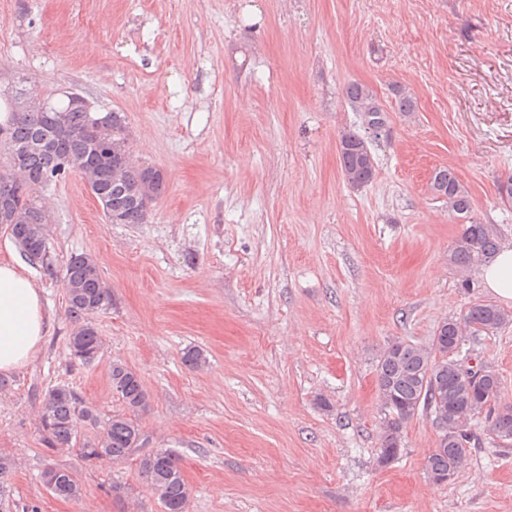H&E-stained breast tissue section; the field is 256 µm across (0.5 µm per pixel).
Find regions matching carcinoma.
<instances>
[{"instance_id":"carcinoma-1","label":"carcinoma","mask_w":512,"mask_h":512,"mask_svg":"<svg viewBox=\"0 0 512 512\" xmlns=\"http://www.w3.org/2000/svg\"><path fill=\"white\" fill-rule=\"evenodd\" d=\"M352 111L358 113L364 129H385L387 111L376 94L366 86L351 82L343 89ZM66 116V152L73 157L87 154L91 144L99 143L103 151L82 173L102 205L107 220L114 224H142L149 205L165 190L160 171L142 168L125 161L131 155L122 117L109 112L98 117L72 103L68 98L54 102L31 97L13 113L9 126V143L0 142V224L6 226L23 254L31 262L47 261L45 212L36 206L33 194L42 186L66 173L58 154L42 150L40 141L55 143L48 117ZM339 160L345 181L362 188L376 175L374 155L367 138L356 132L344 134ZM32 146L22 155L24 172L14 171L11 149ZM432 192L444 199L448 211L466 216L472 199L454 170L435 169L430 180ZM499 249V231L493 224L472 221L465 225L449 260L467 270L481 260L492 257ZM67 312L77 323L68 337L70 355L83 364L100 358L102 341L91 317L107 309L112 296L105 287L93 258L74 255L64 273ZM512 323V314L490 303L473 305L460 319L444 321L439 336L443 356L436 361L431 351L409 341H397L398 351L391 360L381 359L375 369L377 389L385 411L379 458L385 462L397 458L402 448V430L416 413H428L430 406L441 408L448 444L428 457L427 474H455L467 461L469 448L479 442L472 421L480 413L490 423L495 443L512 441V405H498L501 379L486 366L465 368L452 358L455 338L468 330L475 335L492 334ZM112 389L122 399L126 412L115 414L103 427L101 435L83 444L89 459L118 461L130 456L138 447L141 433L140 412L148 405V395L139 375L121 362L109 369ZM42 424L48 444L68 446L78 436V425H98V416L66 386L48 390L44 397ZM141 473L158 495L166 512H186L190 491L181 473L178 459L167 450L149 453L140 461ZM44 484L54 483L51 493L72 499L80 495V486L67 470L55 477L43 474Z\"/></svg>"}]
</instances>
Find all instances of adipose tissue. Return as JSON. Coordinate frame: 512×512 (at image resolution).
I'll return each instance as SVG.
<instances>
[{"label": "adipose tissue", "mask_w": 512, "mask_h": 512, "mask_svg": "<svg viewBox=\"0 0 512 512\" xmlns=\"http://www.w3.org/2000/svg\"><path fill=\"white\" fill-rule=\"evenodd\" d=\"M485 288L512 301V246L503 247L482 269ZM52 327L42 296L19 261H0V373L30 363Z\"/></svg>", "instance_id": "adipose-tissue-1"}]
</instances>
